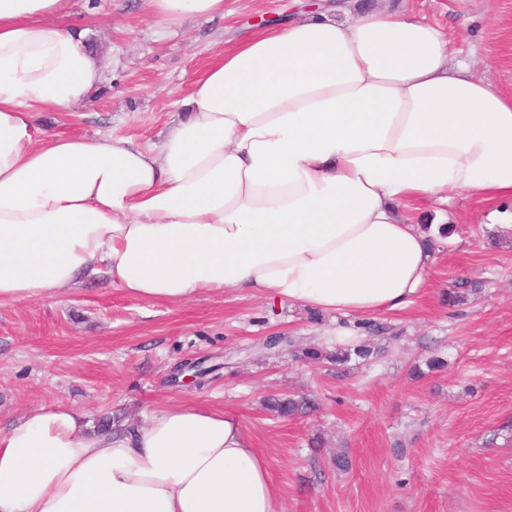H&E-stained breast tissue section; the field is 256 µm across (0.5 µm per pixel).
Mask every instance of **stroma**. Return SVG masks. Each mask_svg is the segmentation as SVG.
I'll list each match as a JSON object with an SVG mask.
<instances>
[{
  "label": "stroma",
  "instance_id": "1",
  "mask_svg": "<svg viewBox=\"0 0 512 512\" xmlns=\"http://www.w3.org/2000/svg\"><path fill=\"white\" fill-rule=\"evenodd\" d=\"M291 0H224L225 18L191 17L172 32L142 0H72L69 22L106 62L103 81L75 112H36L46 134L108 133L160 142L176 102L208 63ZM390 4L446 27L453 60L512 92V0H363ZM461 194L445 216L453 234L428 283L405 309L378 315L362 334L378 358L337 366L269 349L270 336L333 351L343 316L245 293L203 292L179 303L136 300L100 280L51 300L0 303V429L41 406L86 412L134 430L148 413L204 405L238 414L266 457L284 512H512V224ZM480 294L449 305L460 281ZM440 356L444 370L412 376ZM207 360L204 387L172 369ZM272 394L305 395L316 410L274 417ZM350 464L341 470L336 455Z\"/></svg>",
  "mask_w": 512,
  "mask_h": 512
}]
</instances>
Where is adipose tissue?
Returning <instances> with one entry per match:
<instances>
[{"instance_id": "ef3b65f1", "label": "adipose tissue", "mask_w": 512, "mask_h": 512, "mask_svg": "<svg viewBox=\"0 0 512 512\" xmlns=\"http://www.w3.org/2000/svg\"><path fill=\"white\" fill-rule=\"evenodd\" d=\"M164 28L224 0H144ZM70 0H0V302L106 275L136 299L243 291L373 318L427 284L467 192L512 206V95L450 66L448 33L338 0L240 41L194 82L160 144L38 138L103 62ZM40 407L0 431V512H283L236 414L170 406L126 434Z\"/></svg>"}]
</instances>
